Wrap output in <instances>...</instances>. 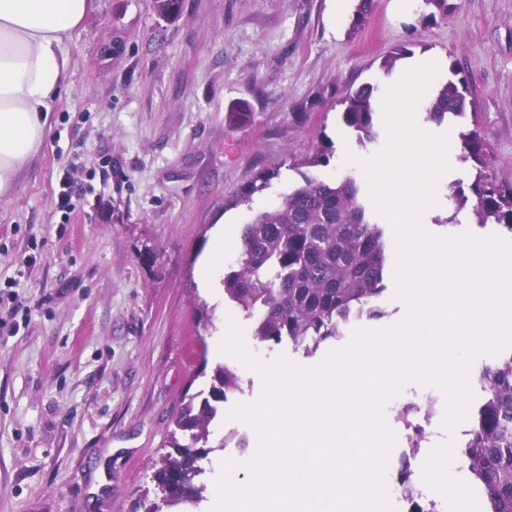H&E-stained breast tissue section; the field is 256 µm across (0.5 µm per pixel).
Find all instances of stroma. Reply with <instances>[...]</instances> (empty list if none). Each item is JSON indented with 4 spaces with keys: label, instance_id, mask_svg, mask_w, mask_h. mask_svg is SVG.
Here are the masks:
<instances>
[{
    "label": "stroma",
    "instance_id": "stroma-1",
    "mask_svg": "<svg viewBox=\"0 0 512 512\" xmlns=\"http://www.w3.org/2000/svg\"><path fill=\"white\" fill-rule=\"evenodd\" d=\"M447 21L425 24L422 0H376L365 28L349 35L336 0H180L166 18L155 0H94L66 49L68 87L52 102L47 135L0 199V286L19 277L26 306L17 334L0 331V512H143L188 390L205 388L223 364L241 379L226 408L256 401L259 375L222 355L228 320L264 361L286 355L312 367L291 343L261 344L222 279L238 257L243 224L301 183L305 162L327 147V181L347 175L359 145L339 118L350 90L375 82L389 52L435 54L469 77L473 118L488 152L486 175L512 182V0H457ZM245 107L246 121L228 110ZM279 172L247 203L239 191ZM70 171L80 193L71 218L55 206ZM223 253H215L218 224ZM33 264L16 270L24 256ZM205 359L186 360L185 343ZM434 414H427L428 400ZM409 409L408 422L397 414ZM396 435L388 470L407 448L408 425L426 439L411 469L424 488L430 447L447 438L437 419L445 397L414 382L384 408ZM213 449L200 466L206 487L195 512H211L221 463L250 459L257 439Z\"/></svg>",
    "mask_w": 512,
    "mask_h": 512
}]
</instances>
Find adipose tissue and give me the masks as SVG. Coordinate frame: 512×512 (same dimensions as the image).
Segmentation results:
<instances>
[{
    "label": "adipose tissue",
    "instance_id": "obj_1",
    "mask_svg": "<svg viewBox=\"0 0 512 512\" xmlns=\"http://www.w3.org/2000/svg\"><path fill=\"white\" fill-rule=\"evenodd\" d=\"M90 0H0V198L41 147Z\"/></svg>",
    "mask_w": 512,
    "mask_h": 512
}]
</instances>
